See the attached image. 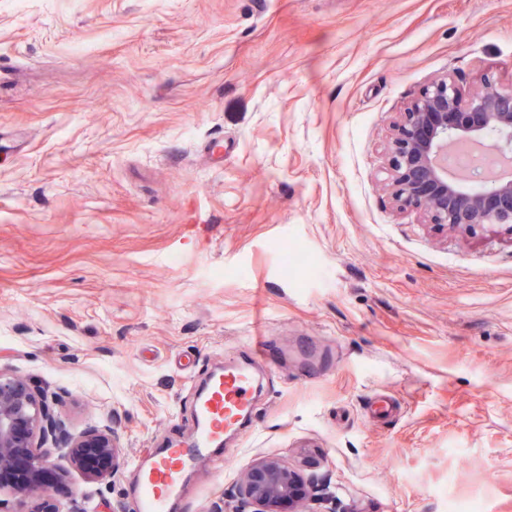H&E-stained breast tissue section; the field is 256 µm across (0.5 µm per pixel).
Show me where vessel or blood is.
I'll list each match as a JSON object with an SVG mask.
<instances>
[{"label": "vessel or blood", "mask_w": 512, "mask_h": 512, "mask_svg": "<svg viewBox=\"0 0 512 512\" xmlns=\"http://www.w3.org/2000/svg\"><path fill=\"white\" fill-rule=\"evenodd\" d=\"M283 356L278 346L257 336L248 343L245 359L229 362L211 376L207 393L196 404L200 425L193 441L150 455L139 470L132 512H169L188 461L208 456L226 434L251 424L256 366Z\"/></svg>", "instance_id": "b4317fda"}]
</instances>
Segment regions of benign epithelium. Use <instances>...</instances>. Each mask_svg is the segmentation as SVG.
<instances>
[{
	"label": "benign epithelium",
	"mask_w": 512,
	"mask_h": 512,
	"mask_svg": "<svg viewBox=\"0 0 512 512\" xmlns=\"http://www.w3.org/2000/svg\"><path fill=\"white\" fill-rule=\"evenodd\" d=\"M485 136L494 151L512 153V89L490 76L468 97L443 78L425 88L395 123L388 144L387 187L401 209L420 212L429 224L471 233L488 224L512 229V180L485 181L448 168V152ZM59 397L0 370V492L35 494L29 512H93L83 503L63 509L46 490L47 445L69 450L71 468L87 482L112 478L124 455L112 428L71 431L56 407ZM236 496L252 512H278L281 502H300L297 474L278 459L254 463Z\"/></svg>",
	"instance_id": "benign-epithelium-1"
}]
</instances>
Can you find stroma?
<instances>
[{
    "mask_svg": "<svg viewBox=\"0 0 512 512\" xmlns=\"http://www.w3.org/2000/svg\"><path fill=\"white\" fill-rule=\"evenodd\" d=\"M448 74L512 88V0H0V369L125 450L52 497L131 512L135 458L192 439L258 332L330 361L259 368L251 429L170 512H240L261 458L338 512H512V229L384 186L393 123Z\"/></svg>",
    "mask_w": 512,
    "mask_h": 512,
    "instance_id": "35a3bbf8",
    "label": "stroma"
}]
</instances>
